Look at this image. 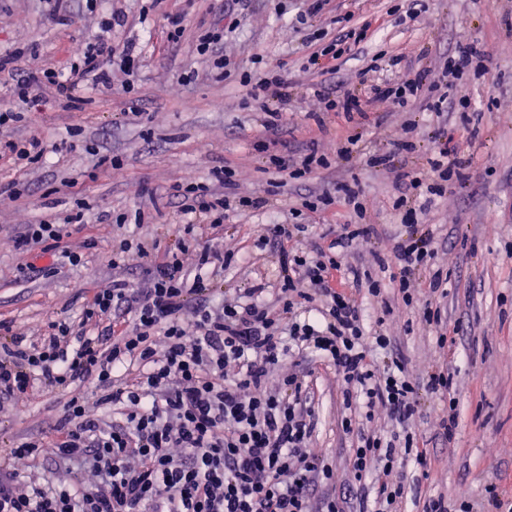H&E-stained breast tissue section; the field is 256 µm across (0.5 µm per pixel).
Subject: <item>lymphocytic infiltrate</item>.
Segmentation results:
<instances>
[{
    "mask_svg": "<svg viewBox=\"0 0 512 512\" xmlns=\"http://www.w3.org/2000/svg\"><path fill=\"white\" fill-rule=\"evenodd\" d=\"M88 14L98 15L99 34L70 47L68 66L49 64L35 72L20 71L24 48L0 54V88L15 105L0 109V129L29 123L33 113L49 102L70 107L88 87L112 88L113 62L127 64L134 44H114V28L127 25L123 0H112L99 13V0H84ZM224 18L215 17L188 33L183 16L167 18L168 47L191 41L214 76L231 74L224 54ZM486 56L477 42L462 38L446 68L454 83L440 88L427 75L405 72L399 82L372 85L375 97L405 108L424 101L435 115H469L471 99L463 75ZM241 72L240 83L251 101L264 106L267 138L258 148L277 171L294 180L329 161L309 148L300 165L290 166L292 143L279 137L282 111L288 104V80L281 70L267 68L263 56ZM214 184L191 183L178 192L182 238L164 260L154 263L141 285L114 281L100 289L81 311L82 335L70 324L52 322L39 341L28 340L12 326L0 324V410L14 406L36 391L69 390L57 435L49 441L26 442L10 449L17 460L46 457L61 476L45 487L0 471V512H400L405 487L396 475L405 465L427 471L426 450L412 436L403 446L383 434L355 428L352 418L341 425L355 433L350 468L363 490L355 497L318 495L333 471L311 449L313 400L305 388L304 360L311 355L333 366L343 388L345 405L383 407L392 421L405 424L416 415L421 389L450 394L453 377L432 369L426 383L408 371L402 355L376 365L374 351L388 350L391 338L367 328L358 302L335 289L331 271L345 269L353 282L382 298L392 283L405 306H413V282L434 254L428 225L412 223L407 239L394 242L379 263L388 281L344 264V251L357 238L373 234L367 208L358 189L341 183L354 221L332 241L331 252L316 256L277 253L279 289L267 301L265 284L253 285L245 297L217 303L206 273H220L247 264L218 245L200 241L197 220L223 223L232 204L256 208L261 199L231 202L235 183L231 169L214 174ZM465 165L451 158L448 130L437 127L434 147L424 163L405 175L406 188L419 191L426 202L448 186L463 184ZM82 213L67 214L63 223L28 225L14 244L33 258L57 256L71 265L80 253L63 251L59 243L68 224H81ZM196 257L195 274H188L183 257ZM292 371H284L285 362ZM100 388L90 395L85 383ZM112 408V421L103 425L89 417L90 403ZM93 472V488L78 475Z\"/></svg>",
    "mask_w": 512,
    "mask_h": 512,
    "instance_id": "f902f5d3",
    "label": "lymphocytic infiltrate"
}]
</instances>
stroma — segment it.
I'll return each instance as SVG.
<instances>
[{
  "instance_id": "obj_1",
  "label": "stroma",
  "mask_w": 512,
  "mask_h": 512,
  "mask_svg": "<svg viewBox=\"0 0 512 512\" xmlns=\"http://www.w3.org/2000/svg\"><path fill=\"white\" fill-rule=\"evenodd\" d=\"M213 3L163 0L156 10L150 0H127L129 23L115 38L141 51L134 67L141 120L128 118V106L117 90L92 91L83 110L50 106L19 130L21 136L49 144L77 134L80 146L75 151L49 155L45 163L23 172L0 158V186L17 180L27 187L18 200L0 194L1 322H11L18 332L35 339L50 322L78 323L83 305L98 290L111 287L113 280L135 284L144 278L152 259L138 251L125 253L120 264H113V251L131 229L103 221L105 213L135 209L148 203L150 192L160 193L163 216L144 225L140 236L143 243L157 239L173 248L180 238L174 200L178 186L211 182L214 169L225 165L236 174L238 196L265 195L276 176L254 149L265 135V112L248 104L246 90L237 81L208 76L205 63L189 47L172 51L162 37L165 14L184 15L193 27ZM426 3V12L410 18L406 12L412 0H327L317 14L308 13L307 0H253L247 14L225 31L224 52L243 67L257 53L271 65L284 66L292 86L283 114L285 135L296 148L315 145L331 165L301 182L285 180L266 208L231 216L216 229L202 225L199 232L223 250L250 255L248 269L231 270L212 281L223 292L242 294L277 276L269 250L257 245V226L288 223L290 208L302 196L355 179L378 233L355 240L347 259L377 272L378 255L388 253L392 235L406 229L402 211L393 206L402 175L419 167L421 160L402 156L391 166L373 168L367 159L403 138L411 122L417 125L422 150H429L434 121L423 103L402 110L374 99L369 85L361 84L360 72L374 55L387 63L408 55L414 70L435 79L460 32L477 40L488 54L489 72H469L465 78L481 120L473 127L457 116L448 118L457 154L469 162V184L448 188L420 215L436 238L432 268L416 278L414 306H396L383 328L394 337L395 352L405 356L408 370L419 381H426L432 366L447 367L458 401V426L448 442L439 434L448 400L423 392L408 431L417 446L429 451L432 465L425 475L404 470L401 512H422L424 498L431 495L444 496L452 505L464 498L472 512H483L487 489L512 500V57L501 52L502 45L512 44V0ZM347 13L354 24H369L370 30L361 54L338 63L332 85L340 93H360L370 119L361 129L357 153L344 162L337 160L336 150L353 126L333 114L326 115L325 126L315 124L312 115L322 111L323 104L313 93L320 77L309 69L308 59L316 49V37L337 35L340 27L335 20ZM96 31L97 22L85 13L81 0H72L70 18L64 23L54 18L49 0H0V52L26 47L20 67L27 72L49 62L65 67L71 43ZM190 69L198 71V81L178 85V75ZM102 154L119 156L121 170L96 169ZM78 199L85 200L95 215L81 230L66 234L62 245L82 253V265L65 266L53 274L31 272L12 239L24 225L59 220ZM352 216L343 197H336L326 213L313 215L304 230L292 232L288 250L300 253L327 246L328 232H340ZM435 268L450 278L439 327L423 319V307L433 298L429 282ZM443 331L452 337V345L439 346ZM310 367L308 382L319 414L311 448L331 466L332 485L341 491L352 482L349 450L355 436L341 426L347 411L334 368L316 360ZM67 400V390L43 391L17 410L0 412V447L53 438Z\"/></svg>"
}]
</instances>
